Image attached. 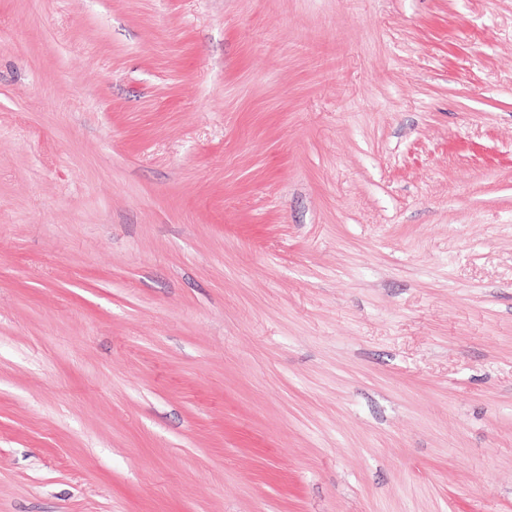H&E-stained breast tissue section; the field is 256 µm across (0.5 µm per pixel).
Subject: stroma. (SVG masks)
<instances>
[{"mask_svg":"<svg viewBox=\"0 0 512 512\" xmlns=\"http://www.w3.org/2000/svg\"><path fill=\"white\" fill-rule=\"evenodd\" d=\"M0 512H512V0H0Z\"/></svg>","mask_w":512,"mask_h":512,"instance_id":"stroma-1","label":"stroma"}]
</instances>
